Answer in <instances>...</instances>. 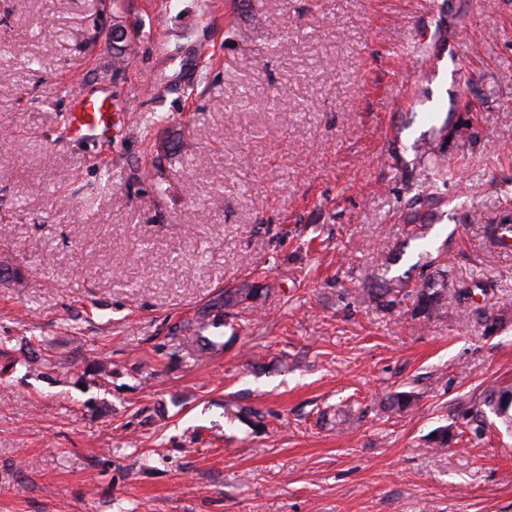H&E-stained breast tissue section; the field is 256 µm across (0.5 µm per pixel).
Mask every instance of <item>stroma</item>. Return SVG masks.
<instances>
[{
	"instance_id": "obj_1",
	"label": "stroma",
	"mask_w": 512,
	"mask_h": 512,
	"mask_svg": "<svg viewBox=\"0 0 512 512\" xmlns=\"http://www.w3.org/2000/svg\"><path fill=\"white\" fill-rule=\"evenodd\" d=\"M508 215L512 0H0V512H512ZM75 108L70 119V134L74 139L93 138L108 141L112 129L111 116L104 112V100L94 96L77 97ZM444 273L443 268L438 269L424 280L422 286L415 289L408 288L409 281L405 280L386 283L383 288H372L368 292L369 301L388 313L403 304H410V311L415 318H429L441 308L444 285H440L439 279L443 278ZM262 290V288H255V286L252 288L225 289L224 300L215 302L210 308L216 309L218 314L215 317L217 316V321H220V317L227 316L230 309L239 302L243 295L245 299H254L261 294Z\"/></svg>"
}]
</instances>
